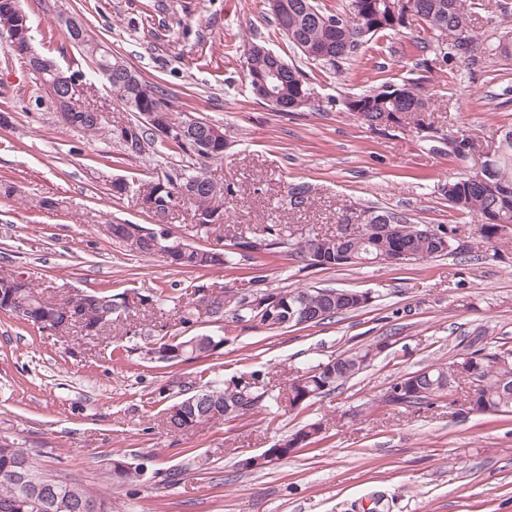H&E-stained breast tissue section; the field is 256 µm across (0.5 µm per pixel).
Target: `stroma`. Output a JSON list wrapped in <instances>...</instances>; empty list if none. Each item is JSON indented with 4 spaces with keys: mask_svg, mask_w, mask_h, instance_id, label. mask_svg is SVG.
I'll use <instances>...</instances> for the list:
<instances>
[{
    "mask_svg": "<svg viewBox=\"0 0 512 512\" xmlns=\"http://www.w3.org/2000/svg\"><path fill=\"white\" fill-rule=\"evenodd\" d=\"M471 58L425 70L415 27L375 34L355 57L332 68L297 53L266 0H23L32 45L62 69L90 72L60 17L80 18L113 52L161 87L176 113L217 125L229 145L208 173L229 185L224 245L269 224L335 232L351 208H373L434 228L455 225L457 250L408 264L321 269L288 253L236 256L232 266L187 271L161 255L128 252L100 222L155 227L135 194L113 197L117 179L147 187L197 156L129 150L117 138L83 139L40 98L33 74L0 38V277H23L44 297L91 291L149 294L195 280L213 291L335 288L370 293L372 303L317 326L271 329L225 315L198 332L223 338L210 357L175 365L132 357L114 362L115 345L137 333L160 335L171 305L138 306L111 331L88 339L58 334L0 313V435L37 450L45 468L94 487L112 512H512V414L396 406L383 395L398 377L467 353L472 337L487 350L512 351V242L478 245L471 216L451 208L442 188L463 177L512 127V58L496 46L512 21L497 0H477ZM260 41L304 73L311 107L275 112L256 99L244 45ZM391 83L424 86L432 105L422 126L371 130L343 100ZM464 142L465 157L453 152ZM306 186L309 202L290 209L287 190ZM61 199L56 211L36 199ZM369 368L334 391L293 408L288 382L318 361L374 345ZM256 381L278 400L253 413L185 432L164 424L179 382ZM310 422L312 443L265 469L261 454ZM143 465L141 482L111 477L110 462ZM182 470L178 482L169 472Z\"/></svg>",
    "mask_w": 512,
    "mask_h": 512,
    "instance_id": "obj_1",
    "label": "stroma"
}]
</instances>
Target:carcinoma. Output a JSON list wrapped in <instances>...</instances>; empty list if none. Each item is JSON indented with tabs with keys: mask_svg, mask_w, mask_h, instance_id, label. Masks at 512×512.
Wrapping results in <instances>:
<instances>
[{
	"mask_svg": "<svg viewBox=\"0 0 512 512\" xmlns=\"http://www.w3.org/2000/svg\"><path fill=\"white\" fill-rule=\"evenodd\" d=\"M399 0H350L346 14H332L321 11L313 0H281L283 8L273 14L279 30H288V40L301 54L312 61L319 60V54L328 57L323 62L339 66L354 56L355 51L367 37L366 30L375 23L376 15L387 16ZM412 4L413 20L419 22L429 38L422 41L424 48L433 58L424 59L423 65L432 70L457 55L470 54L475 43L473 14L475 0H406ZM21 0H0V24L16 23L19 13L17 5ZM109 81L119 102L136 114L156 102L168 104L160 87L145 80L123 57L118 54L109 59ZM389 85L384 83L360 93L367 120L373 126L383 117L402 113L415 125H421L420 114L429 107V97L417 85L408 87L405 96L391 100ZM284 96L296 106L298 112L310 104V97L302 71L287 65L284 81L280 84ZM58 113L68 118L67 125L79 130L84 137L95 139L103 130V116L99 112H81L74 107L59 103ZM118 139L128 144V149L141 152L147 146L158 145L164 149H178L185 154L201 156L196 142L188 136L173 133L170 139H163L152 128L134 124L114 129ZM488 183L470 181L466 178L450 180L444 185L448 190V203L464 214L478 218L476 234L480 242L495 248L506 242L501 235L502 225H512V127L500 130L499 155L493 163V175ZM187 200L194 213L204 215L224 209V183L207 175L204 168H176L174 172L153 183L141 196V208L153 215L166 211L177 200ZM287 203L292 209H301L308 204V190L295 185L287 191ZM377 219L391 222V232L375 235L368 231L343 243H336L327 235H320L309 229L306 237L294 239L287 226L270 225L265 235L248 237L240 235L235 246L242 252H276L289 248V252L305 258L308 247L320 252L315 266L332 269L343 266H357L365 259L378 254L406 252L407 261H420L447 253L453 243L455 228L427 233L428 226L415 224L405 216L390 211L361 210ZM234 252H225L201 247L178 250L169 266L178 269L210 270L229 266L233 263ZM205 284L191 281L178 297L165 292L140 296V304L167 301L178 307L174 325L186 327L198 321L201 316L220 320L229 311L240 320L252 317V310L245 306L248 297L261 292L259 288H245L241 291L226 290L221 296L208 300L209 308L201 311L198 293ZM283 311L295 312L305 309L311 312L307 325H320L338 313L356 311L368 306L371 299H361L358 294L333 288L309 290H283L279 292ZM22 310L20 320L39 330L54 329L66 333L79 329L85 337L101 336L112 327L120 316L117 297L109 292H89L84 303L79 305L72 297L60 300L44 298L29 284L20 287L0 286V312L14 314ZM224 339L204 333L191 336L141 338L139 347L156 345L163 349L176 347L180 353L171 358V364L209 357L219 350ZM372 358L367 349L341 354L336 361L330 358L318 362L310 371L294 377L288 385V402L297 408L311 399L336 388L355 378L370 366ZM460 365L466 366L473 375L475 389L466 394L470 409L497 414H512V353L491 352L477 348L462 357L447 363L425 367L404 375L401 403L407 406L430 405L432 400L454 392V374ZM196 394L200 396L194 405L175 414L167 413L166 426L172 432L219 423L225 420L224 404L238 405V415L250 413L265 399V393L258 391L250 382L213 384L206 382ZM318 423H308L279 441L280 447L292 448L300 438L320 433ZM91 500L98 504V512H110L106 496L79 482L48 474L38 462L37 454L15 443H0V512H80L81 502Z\"/></svg>",
	"mask_w": 512,
	"mask_h": 512,
	"instance_id": "cac0c4a2",
	"label": "carcinoma"
}]
</instances>
